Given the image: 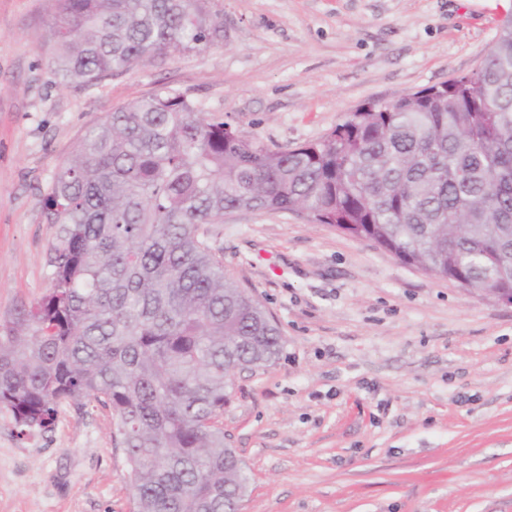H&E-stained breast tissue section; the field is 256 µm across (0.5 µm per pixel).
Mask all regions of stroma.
I'll return each mask as SVG.
<instances>
[{
	"label": "stroma",
	"mask_w": 512,
	"mask_h": 512,
	"mask_svg": "<svg viewBox=\"0 0 512 512\" xmlns=\"http://www.w3.org/2000/svg\"><path fill=\"white\" fill-rule=\"evenodd\" d=\"M224 37L88 89L58 85L50 0H0V325L47 292L59 164L112 109L165 86L273 148L370 102L477 70L512 0H211ZM224 271L281 332L236 372L221 426L241 512H512V306L300 214L209 227ZM110 408L60 405L18 436L0 409V512H134Z\"/></svg>",
	"instance_id": "obj_1"
}]
</instances>
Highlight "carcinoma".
<instances>
[{"mask_svg":"<svg viewBox=\"0 0 512 512\" xmlns=\"http://www.w3.org/2000/svg\"><path fill=\"white\" fill-rule=\"evenodd\" d=\"M223 32L210 0H51L45 43L60 84L92 87ZM45 208L61 225L51 287L0 326V407L24 436L64 402L108 405L135 512H238L248 477L218 418L281 334L202 225L242 210L358 224L405 264L512 288V21L472 75L291 149L160 87L90 128Z\"/></svg>","mask_w":512,"mask_h":512,"instance_id":"cac0c4a2","label":"carcinoma"}]
</instances>
